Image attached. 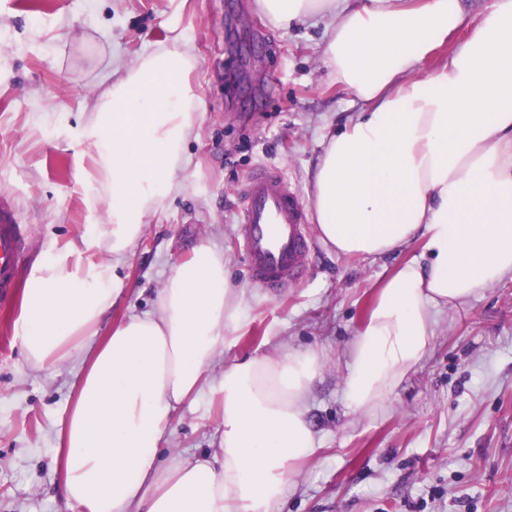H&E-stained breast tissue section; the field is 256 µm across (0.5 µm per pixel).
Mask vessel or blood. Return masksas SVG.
Returning <instances> with one entry per match:
<instances>
[{
	"label": "vessel or blood",
	"instance_id": "vessel-or-blood-1",
	"mask_svg": "<svg viewBox=\"0 0 512 512\" xmlns=\"http://www.w3.org/2000/svg\"><path fill=\"white\" fill-rule=\"evenodd\" d=\"M244 205L238 235L249 275L261 287L279 290L301 280L310 241L300 198L275 170L249 174L237 187ZM27 234L7 198L0 197V297L16 284Z\"/></svg>",
	"mask_w": 512,
	"mask_h": 512
}]
</instances>
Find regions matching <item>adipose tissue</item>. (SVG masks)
Segmentation results:
<instances>
[{
    "label": "adipose tissue",
    "mask_w": 512,
    "mask_h": 512,
    "mask_svg": "<svg viewBox=\"0 0 512 512\" xmlns=\"http://www.w3.org/2000/svg\"><path fill=\"white\" fill-rule=\"evenodd\" d=\"M277 27L325 18L320 59L362 109L325 136L309 207L323 242L379 257L422 244L380 288L345 351L352 411H377L430 352L436 314L512 278V0H255ZM451 44L448 57L432 54ZM196 55L162 46L110 70L83 127L87 178L110 213L50 247L15 322L32 369L78 374L57 432L62 512H280L319 449L307 399L324 354L231 362L242 325L222 248L176 262L150 310L110 324L118 275L150 217L184 187L197 135ZM217 399L210 452L163 457L183 403Z\"/></svg>",
    "instance_id": "1"
}]
</instances>
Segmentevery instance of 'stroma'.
<instances>
[{
  "label": "stroma",
  "instance_id": "1",
  "mask_svg": "<svg viewBox=\"0 0 512 512\" xmlns=\"http://www.w3.org/2000/svg\"><path fill=\"white\" fill-rule=\"evenodd\" d=\"M325 21L291 28L253 0H0V195L27 227V278L54 242L104 224L90 206L81 129L110 65L162 45L191 44L199 137L183 194L151 218L119 275L113 321L149 310L171 266L211 241L224 250L245 323L225 359L320 347L322 380L308 398L320 442L302 463L283 512H512V279L439 314L431 351L375 413L352 412L342 353L381 283L419 243L385 258L339 256L308 224L313 263L271 293L250 277L236 237L238 184L275 169L307 197L329 127L360 105L320 62ZM20 295L0 300V512H60V419L76 371H34L13 337ZM217 403L185 405L172 452L211 448Z\"/></svg>",
  "mask_w": 512,
  "mask_h": 512
}]
</instances>
